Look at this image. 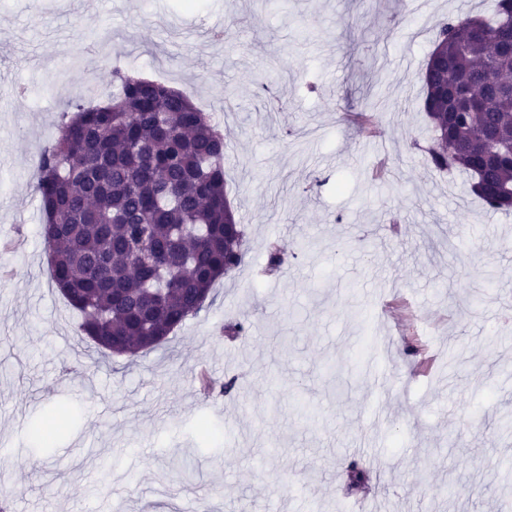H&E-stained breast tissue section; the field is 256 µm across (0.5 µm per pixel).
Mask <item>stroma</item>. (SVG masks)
<instances>
[{"instance_id": "35a3bbf8", "label": "stroma", "mask_w": 512, "mask_h": 512, "mask_svg": "<svg viewBox=\"0 0 512 512\" xmlns=\"http://www.w3.org/2000/svg\"><path fill=\"white\" fill-rule=\"evenodd\" d=\"M494 8L0 0V238L26 242L0 280L14 512H512V210L430 167L418 81L443 18ZM116 67L165 73L211 114L246 237L202 310L133 362L81 333L34 190L62 109ZM202 362L230 394L197 391Z\"/></svg>"}]
</instances>
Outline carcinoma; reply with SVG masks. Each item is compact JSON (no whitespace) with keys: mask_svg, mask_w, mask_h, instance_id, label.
I'll use <instances>...</instances> for the list:
<instances>
[{"mask_svg":"<svg viewBox=\"0 0 512 512\" xmlns=\"http://www.w3.org/2000/svg\"><path fill=\"white\" fill-rule=\"evenodd\" d=\"M479 23L485 38L471 36ZM512 25V0L493 17L440 23L418 75L432 136L431 166L457 171L494 210L512 189V95L486 94L477 108L448 104L458 79L477 89L512 85V57L496 34ZM499 134L494 159L485 134ZM224 137L182 92L112 71V94L96 105L77 100L62 113L56 142L41 154L36 191L52 281L81 315L98 347L135 361L198 313L214 283L242 262L246 239L228 200ZM369 479L348 466L351 488Z\"/></svg>","mask_w":512,"mask_h":512,"instance_id":"obj_1","label":"carcinoma"}]
</instances>
